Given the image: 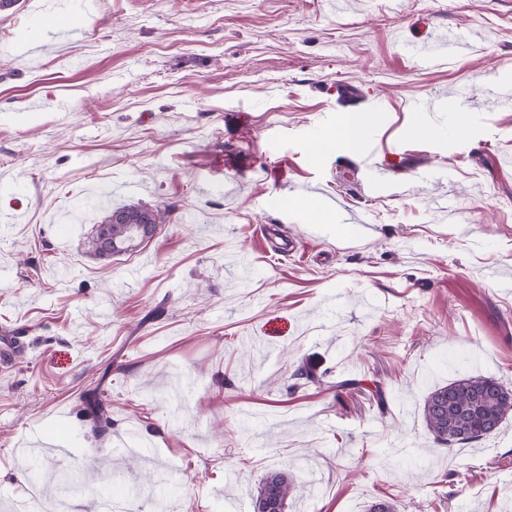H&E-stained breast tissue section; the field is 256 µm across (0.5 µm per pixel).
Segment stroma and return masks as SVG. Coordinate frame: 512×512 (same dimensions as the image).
<instances>
[{
    "instance_id": "stroma-1",
    "label": "stroma",
    "mask_w": 512,
    "mask_h": 512,
    "mask_svg": "<svg viewBox=\"0 0 512 512\" xmlns=\"http://www.w3.org/2000/svg\"><path fill=\"white\" fill-rule=\"evenodd\" d=\"M72 11L82 33L50 36ZM451 31L457 60L410 53ZM487 85L512 92V0L0 10V330L24 336L0 369V512L35 472L78 512H252L279 468L287 512H512V415L451 449L422 415L455 379L512 382V107ZM365 110L357 153H314ZM418 121L433 137L409 136ZM103 193L165 221L92 259ZM42 437L70 457H41ZM69 471L91 490L50 485ZM85 412L95 423L98 432L104 433L112 425L111 408L107 402L100 398L98 389L89 390L84 398ZM295 487V479L288 470L269 471L251 494L252 512H265L264 506L268 503L278 505L279 512H286L288 499Z\"/></svg>"
}]
</instances>
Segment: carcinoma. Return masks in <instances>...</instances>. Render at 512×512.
<instances>
[{
  "mask_svg": "<svg viewBox=\"0 0 512 512\" xmlns=\"http://www.w3.org/2000/svg\"><path fill=\"white\" fill-rule=\"evenodd\" d=\"M163 223L160 210L144 205L103 209L85 241L86 253L93 258H108L133 252L148 238L140 225ZM85 412L104 433L112 425L111 408L100 398L98 389L86 393ZM512 414V385L494 378L474 375L454 380L430 391L423 402V418L436 443L452 447L483 439L495 432ZM296 487L286 470H273L259 481L251 494L252 512H264L269 503L286 512L288 499Z\"/></svg>",
  "mask_w": 512,
  "mask_h": 512,
  "instance_id": "obj_1",
  "label": "carcinoma"
}]
</instances>
